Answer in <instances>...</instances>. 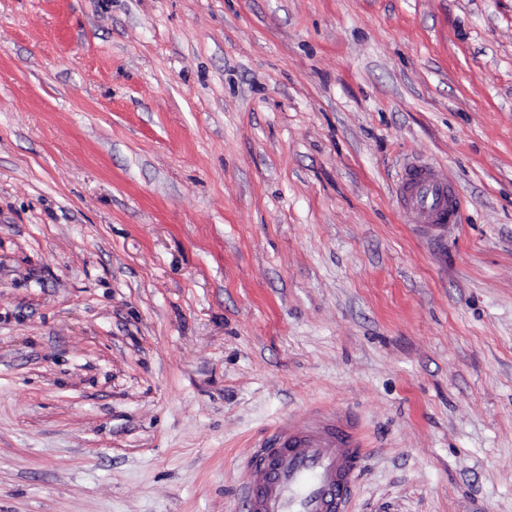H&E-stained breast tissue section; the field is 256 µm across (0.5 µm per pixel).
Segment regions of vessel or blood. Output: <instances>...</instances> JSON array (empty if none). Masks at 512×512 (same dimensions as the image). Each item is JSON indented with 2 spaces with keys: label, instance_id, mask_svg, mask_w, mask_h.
Listing matches in <instances>:
<instances>
[{
  "label": "vessel or blood",
  "instance_id": "vessel-or-blood-1",
  "mask_svg": "<svg viewBox=\"0 0 512 512\" xmlns=\"http://www.w3.org/2000/svg\"><path fill=\"white\" fill-rule=\"evenodd\" d=\"M398 196L409 223L460 220L452 182L438 179L431 165H407ZM366 456L362 433L347 409L316 410L279 422L251 458L259 477L244 486L243 512H347Z\"/></svg>",
  "mask_w": 512,
  "mask_h": 512
}]
</instances>
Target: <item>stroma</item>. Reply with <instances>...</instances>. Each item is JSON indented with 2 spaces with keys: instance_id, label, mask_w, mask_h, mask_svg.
Wrapping results in <instances>:
<instances>
[{
  "instance_id": "stroma-1",
  "label": "stroma",
  "mask_w": 512,
  "mask_h": 512,
  "mask_svg": "<svg viewBox=\"0 0 512 512\" xmlns=\"http://www.w3.org/2000/svg\"><path fill=\"white\" fill-rule=\"evenodd\" d=\"M316 404L351 512H512V0H0V512H240ZM398 196L411 224H458L460 199L452 181L438 179L429 164L412 163L401 174Z\"/></svg>"
}]
</instances>
